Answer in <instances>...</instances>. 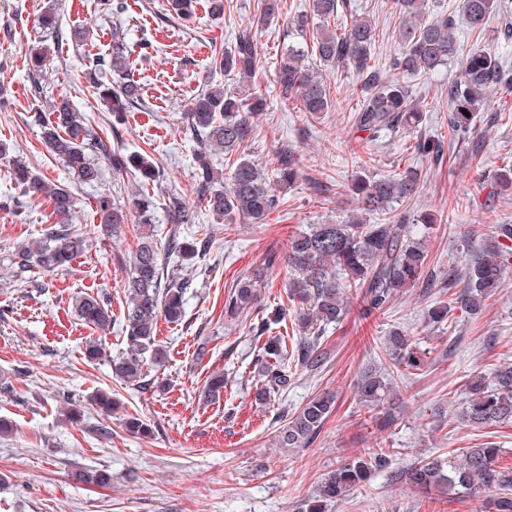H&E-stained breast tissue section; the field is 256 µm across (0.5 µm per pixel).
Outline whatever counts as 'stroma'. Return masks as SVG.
I'll return each mask as SVG.
<instances>
[{"label":"stroma","mask_w":512,"mask_h":512,"mask_svg":"<svg viewBox=\"0 0 512 512\" xmlns=\"http://www.w3.org/2000/svg\"><path fill=\"white\" fill-rule=\"evenodd\" d=\"M130 10L112 19L101 0H60L63 36L46 73L32 77L25 59L28 46L42 39L38 16L49 0H0V143L11 155L54 183L70 184L61 159L40 139L36 112L64 93L92 118L102 138L123 153L141 152L159 166L155 195L180 194L200 217L211 248L195 263V286L186 296L185 318L159 320L156 339L168 352L163 367L151 369L145 387L123 385L105 361H88L84 345L101 338L108 354L121 355L125 342V278L133 263L140 228L122 226L112 234L95 217L98 197L120 199L136 185L133 175L100 159L101 180L70 184L78 199L72 222L88 241L85 252L64 270L45 277L44 289L9 282L0 266V418L13 424L0 435V512H293L324 474L341 460L375 447L382 440L395 450L401 469L428 457L484 441L500 444L501 467L512 470V423L477 429L462 421L466 380L491 377L499 364L512 362V268L490 306L477 315L454 310L439 327L425 324L430 300L413 288L388 316L364 317L362 302L351 296L346 315L324 332L330 358L321 371H296L287 391L256 401L259 380L254 364L257 342L249 332L256 312L232 320L224 304L238 279L261 272V306L286 303L289 272L284 263L288 239L312 224L344 221L349 199L339 188L356 174L412 172L419 193L414 212H430L437 222L426 236L430 271L436 283L463 278L465 259L488 243L491 227L512 224V190L499 191L494 176L512 167V98H493L468 132L448 125V77L460 67L452 60L429 79L411 77L413 98L427 110L421 122L382 134L362 145L356 139L355 110L362 104L356 75L327 71L334 106L312 115L299 111L296 99H281L275 83L280 52L287 45L288 17L308 0H282V17L258 33V66L251 83L215 71L213 48L232 47L238 30L251 26L257 0H233L231 12L212 19L207 0H199L197 18L184 27L166 11V0H128ZM491 15L482 40L467 32L460 0H429L431 13H451L461 53L473 45L499 54L512 69V0ZM347 12L370 17L379 31L375 54L380 63L400 51L396 39L402 20L394 0H347ZM120 28L131 51V76L144 90L145 106L115 122L96 100L89 83L87 56L112 45ZM43 92L34 95L33 83ZM226 91L261 88L267 106L255 117L252 159L270 165L276 154L292 152L300 177L280 187L285 204L261 224L214 220L195 193L192 154L197 142L186 112L208 84ZM434 139L444 146L441 160L425 157L413 142ZM0 160V258L17 243L40 237L55 223L44 197H22V209L9 200L19 191ZM20 196V195H19ZM102 291L111 299L112 324L106 332L84 324L75 314L77 296ZM403 329L426 339L427 370L392 382L391 402L399 423L378 429L355 393L363 368L382 358L390 331ZM224 375V395L205 405L198 396L213 372ZM111 391L119 406L111 417L89 405L95 391ZM336 395V409L310 446L289 450L274 445L287 415L316 394ZM83 401L77 421L61 410L64 397ZM135 414L151 426L149 435L128 433L123 420ZM107 470L109 486L76 479L80 470ZM331 512H482V499H448L422 494L379 473L338 501Z\"/></svg>","instance_id":"1"}]
</instances>
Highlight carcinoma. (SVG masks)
I'll return each instance as SVG.
<instances>
[{"label": "carcinoma", "instance_id": "cac0c4a2", "mask_svg": "<svg viewBox=\"0 0 512 512\" xmlns=\"http://www.w3.org/2000/svg\"><path fill=\"white\" fill-rule=\"evenodd\" d=\"M428 0H396L402 14L398 41L402 50L394 56L388 73H383L374 60L372 48L377 28L368 17L353 15L350 22L336 27L340 0H309V11L292 18L296 34H312L316 57L333 68L352 70L361 81L366 98L356 116V127L369 137L380 135L399 125L408 127L422 118L421 102L411 99L404 77L429 78L453 60L459 52L454 20L449 14L432 15ZM197 0H169L168 10L179 20L190 22L196 17ZM462 8L471 32L482 35L490 15L497 10V0H462ZM281 0H261L260 12L253 25L238 32L230 49L213 50L212 68L235 74L248 81L257 66L259 30L280 16ZM57 5L51 4L40 16L38 25L53 35H61ZM51 47L37 44L28 50L29 64L41 72L51 60ZM305 48L290 42L281 52L277 81L283 98H297L300 110L310 114L329 112L334 106L330 87L323 76L304 64ZM89 73L98 90L101 104L121 119L130 106L145 105L138 86L129 80V56L124 34L112 32V50L107 55L87 57ZM512 95V73L504 70L500 58L478 46L466 55L458 73L448 78V121L455 130L474 127L477 115L494 96ZM265 107V97L254 91L246 97L209 88L201 91L187 111L190 131L199 140L196 153V191L205 201L212 217L226 224L245 222L261 224L267 215L284 205L272 183H294L299 176L295 157L281 154L277 166L267 173L250 158L249 132L251 118ZM43 144L66 164L80 184L92 185L101 178L96 157L104 156L112 169L134 175L141 183L159 180L153 160L141 153L124 154L108 148L84 112L66 95L52 101L49 117L40 121ZM8 148L0 144V160ZM224 153L230 166L229 187H218L219 173L210 155ZM8 159V158H6ZM10 180L25 194L42 195L53 205L58 217L48 225L41 237L22 243L6 255L10 277L24 282L36 272L50 273L68 266L80 254L86 240L69 223L76 197L69 186L45 181L18 157L8 159ZM419 184L407 172L367 179L357 176L347 186L356 199L357 212L340 224H312L288 240L285 264L296 273L288 282L287 300L294 311L291 323L299 337L287 342L281 336H268L257 356L256 366L261 386L255 398L266 401L283 392L293 377V370H320L329 359L323 348L322 333L339 322L348 309L349 292L360 295L362 311L367 316L387 314L408 288L423 285V272L428 267V250L423 237L415 235L418 225L436 223L429 214L413 219L393 213L392 205L413 198ZM162 206L175 228L161 243L152 227L157 206ZM384 216V222L369 223L371 215ZM97 221L105 229L116 232L130 220L142 224L133 267L128 276L125 315L126 351L110 361L113 375L128 386L144 383L148 365L161 367L167 352L156 342L158 319L179 323L185 316L184 294L193 285L188 276H174L162 282V266L167 256L176 257L188 266L206 254L210 238L187 240L176 228L195 219L182 197L170 193L157 203L147 192L139 190L120 204L109 195L96 203ZM512 267V224L493 225V242L467 264L465 284L455 290V280L448 279V290L428 310L435 325L448 321L456 308L474 314L482 312L501 287L502 272ZM263 280L247 276L238 280L227 297L225 313L231 317L257 307L261 301ZM77 316L87 325L104 330L112 323L107 294L86 293L76 301ZM286 318V309L250 324L259 337L270 326ZM422 339L402 331L389 336L388 361L368 366L361 372L356 392L359 401L370 410H380L391 378L389 368L403 375H416L423 370ZM468 400L462 418L475 428L488 429L512 420V363L500 365L492 383L479 377L466 383ZM224 394V374L215 373L207 380L200 400L208 404ZM101 414L109 416L114 409L112 393L97 391L89 397ZM334 408V399L320 394L297 410L276 434L278 448H304L320 435ZM501 449L487 441L462 448L448 455L421 461L405 470L393 471V449L378 446L360 452L328 472L299 503L298 512H329L332 504L364 486L374 470L386 471L393 478L427 493L436 492L453 498L486 494L487 512H512V472L499 466Z\"/></svg>", "mask_w": 512, "mask_h": 512}]
</instances>
